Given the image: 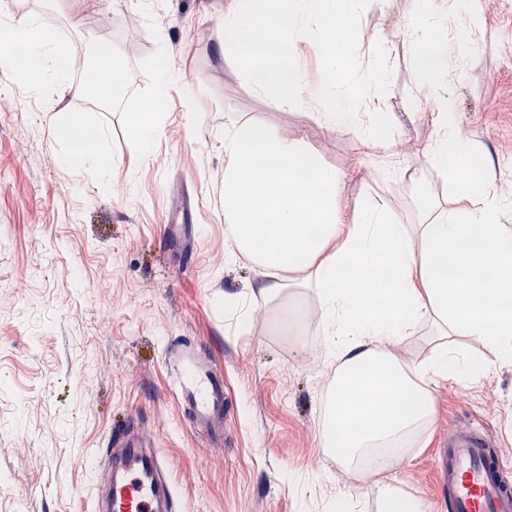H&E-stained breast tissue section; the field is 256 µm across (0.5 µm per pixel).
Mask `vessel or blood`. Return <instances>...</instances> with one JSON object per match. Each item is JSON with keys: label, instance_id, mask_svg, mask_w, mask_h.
Instances as JSON below:
<instances>
[{"label": "vessel or blood", "instance_id": "b4317fda", "mask_svg": "<svg viewBox=\"0 0 512 512\" xmlns=\"http://www.w3.org/2000/svg\"><path fill=\"white\" fill-rule=\"evenodd\" d=\"M165 364L176 383V398L191 427L212 438L224 434V376L202 363L195 350L174 346ZM106 460L107 491L96 512H175L164 459L153 452L143 430L129 423L112 436ZM437 474L448 491V512H512V484L505 481L499 456L485 438L467 429L449 436Z\"/></svg>", "mask_w": 512, "mask_h": 512}]
</instances>
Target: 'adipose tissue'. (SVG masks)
<instances>
[{
    "label": "adipose tissue",
    "mask_w": 512,
    "mask_h": 512,
    "mask_svg": "<svg viewBox=\"0 0 512 512\" xmlns=\"http://www.w3.org/2000/svg\"><path fill=\"white\" fill-rule=\"evenodd\" d=\"M414 74L434 101L436 139L426 149L453 189L477 195L478 209L438 211L406 224L381 197L358 194L344 202L345 175L320 163L296 141L252 124L224 129V233L233 264L246 256L257 266L251 288L267 299L290 286L316 285L325 348L344 368L366 367L345 380L349 399H334L322 447L351 458L369 448L407 447L430 423L432 384L483 373V362L453 342L476 336L512 361V196L498 192L495 162L458 128L448 97L456 48L429 33L414 41ZM24 47L35 61L27 75L39 94L65 70L66 53L37 20L0 24V48ZM171 76L158 75L154 106L130 115L133 135L151 147ZM66 148L61 164L107 170V133L85 114L55 123ZM435 327L436 353L407 365L390 345L413 335L421 322ZM362 417L363 430L350 428Z\"/></svg>",
    "instance_id": "ef3b65f1"
}]
</instances>
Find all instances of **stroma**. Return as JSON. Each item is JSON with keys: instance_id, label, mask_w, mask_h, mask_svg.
I'll return each mask as SVG.
<instances>
[{"instance_id": "35a3bbf8", "label": "stroma", "mask_w": 512, "mask_h": 512, "mask_svg": "<svg viewBox=\"0 0 512 512\" xmlns=\"http://www.w3.org/2000/svg\"><path fill=\"white\" fill-rule=\"evenodd\" d=\"M407 0H387L360 29V52H388L392 76L380 106L399 120L383 181L376 150L349 128L318 119L323 77L316 44L296 38L308 107L287 106L225 62L228 0H0V19L38 14L69 55L111 59L136 98H152L160 55L172 71L150 154L127 111L85 105L81 72L67 68L42 96L16 69L0 67V512H94L108 478L102 456L115 426L136 420L168 463L182 512H382L381 488L448 512L434 459L461 425L486 435L512 476V363L478 337L459 344L483 376L433 388L434 422L400 456L341 461L320 437L337 362L325 356L316 287L279 300L252 295L257 269L225 263L224 129L254 123L302 141L346 172V196L390 199L406 224L447 205L478 207L451 193L428 161L437 136L411 72L416 21ZM470 51L451 62L452 104L462 133L495 158L496 184L512 190V0H483ZM63 113L86 114L109 132L104 172L59 163L52 131ZM196 202V231L164 234L172 189ZM197 347L224 374V443L192 430L164 363L171 342ZM81 468H74L73 459Z\"/></svg>"}]
</instances>
